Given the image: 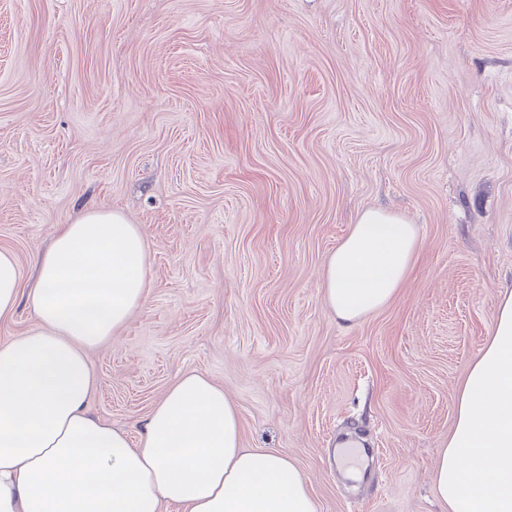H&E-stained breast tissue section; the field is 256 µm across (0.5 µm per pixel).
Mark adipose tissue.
<instances>
[{
	"instance_id": "adipose-tissue-1",
	"label": "adipose tissue",
	"mask_w": 512,
	"mask_h": 512,
	"mask_svg": "<svg viewBox=\"0 0 512 512\" xmlns=\"http://www.w3.org/2000/svg\"><path fill=\"white\" fill-rule=\"evenodd\" d=\"M416 225L363 212L322 269L323 298L353 323L386 306L419 251ZM149 246L118 211L63 225L22 290L0 249V318L26 298L37 324L0 344V512H317L296 461L241 443L222 386L191 371L154 406L138 441L92 418L90 350L143 305ZM434 484L446 512H512V291L461 385Z\"/></svg>"
}]
</instances>
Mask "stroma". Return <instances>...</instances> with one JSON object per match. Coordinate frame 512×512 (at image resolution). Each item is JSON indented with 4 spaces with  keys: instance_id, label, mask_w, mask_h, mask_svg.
I'll return each mask as SVG.
<instances>
[{
    "instance_id": "1",
    "label": "stroma",
    "mask_w": 512,
    "mask_h": 512,
    "mask_svg": "<svg viewBox=\"0 0 512 512\" xmlns=\"http://www.w3.org/2000/svg\"><path fill=\"white\" fill-rule=\"evenodd\" d=\"M122 211L146 302L93 350L92 416L138 433L183 373L318 512H442L457 391L512 289V0H0V248ZM416 224L390 303L327 310L362 212ZM353 436L366 456L333 451Z\"/></svg>"
}]
</instances>
